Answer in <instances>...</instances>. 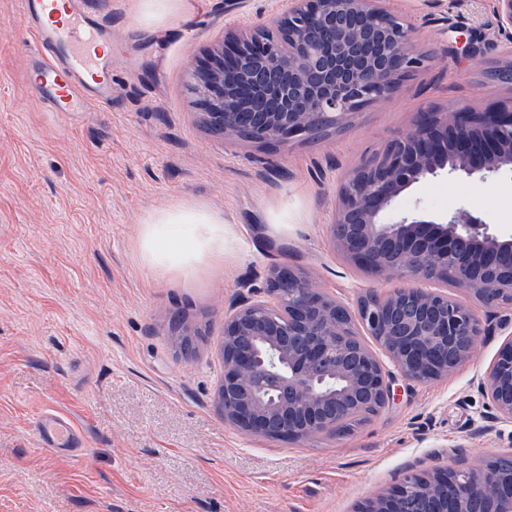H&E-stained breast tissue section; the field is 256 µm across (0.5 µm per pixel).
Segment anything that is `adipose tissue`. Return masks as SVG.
Wrapping results in <instances>:
<instances>
[{
	"label": "adipose tissue",
	"mask_w": 512,
	"mask_h": 512,
	"mask_svg": "<svg viewBox=\"0 0 512 512\" xmlns=\"http://www.w3.org/2000/svg\"><path fill=\"white\" fill-rule=\"evenodd\" d=\"M224 242V224L201 208L177 207L152 216L142 248L160 267L183 266L212 254Z\"/></svg>",
	"instance_id": "adipose-tissue-1"
}]
</instances>
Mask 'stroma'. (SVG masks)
Instances as JSON below:
<instances>
[{
    "instance_id": "1",
    "label": "stroma",
    "mask_w": 512,
    "mask_h": 512,
    "mask_svg": "<svg viewBox=\"0 0 512 512\" xmlns=\"http://www.w3.org/2000/svg\"><path fill=\"white\" fill-rule=\"evenodd\" d=\"M280 0H89L112 21V108L51 112L31 88L19 0H0V512H354L409 467L476 465L512 449L480 382L512 339V310L450 298L485 323L475 356L448 376L395 378L394 398L350 432L304 441L251 437L225 423L217 391L224 310L259 297L267 270L303 273L348 307L390 287L330 239L339 177L382 157L421 111L488 110L512 97L492 76L512 62L494 0H442L451 26L426 22L421 0H389L421 23L433 59L401 95L365 107L341 132L285 146L233 143L207 130L186 90L224 30L266 23ZM482 37L480 57L459 36ZM466 206L512 233V172L477 181L441 175L395 212ZM179 206L224 222V247L189 267L142 255L148 219ZM202 333L194 353L171 344L176 320ZM74 418L87 451L42 447L37 422Z\"/></svg>"
}]
</instances>
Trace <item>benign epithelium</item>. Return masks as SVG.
<instances>
[{
	"mask_svg": "<svg viewBox=\"0 0 512 512\" xmlns=\"http://www.w3.org/2000/svg\"><path fill=\"white\" fill-rule=\"evenodd\" d=\"M496 28L512 34V0H495ZM284 31L269 41L268 30ZM420 28L387 0H288V8L245 36L224 33L193 69L203 119L222 138L263 145L306 141L346 128L365 106L396 97L406 79L424 72L414 52ZM512 170V99L495 112L454 104L419 113L413 129L383 156L342 176L330 238L358 266L397 285L357 300L366 333L387 362L352 339L348 308L302 273L273 267L264 298L243 299L224 312V422L261 438L307 440L336 432L359 408L392 398L391 365L425 382L448 375L475 352L478 311L433 288L448 263L484 306L512 308V277L474 278L479 267L512 260V234L458 210L439 217L406 213L391 219L410 186L443 172L484 181ZM498 419L512 422V340L482 384ZM512 512V468L491 457L481 466L436 465L402 479L356 512Z\"/></svg>",
	"mask_w": 512,
	"mask_h": 512,
	"instance_id": "7a95c632",
	"label": "benign epithelium"
}]
</instances>
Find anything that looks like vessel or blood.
I'll return each mask as SVG.
<instances>
[{
    "label": "vessel or blood",
    "instance_id": "1",
    "mask_svg": "<svg viewBox=\"0 0 512 512\" xmlns=\"http://www.w3.org/2000/svg\"><path fill=\"white\" fill-rule=\"evenodd\" d=\"M19 21L33 37L32 85L51 111L89 112L112 102V25L90 14L83 0H21ZM43 447L81 454L84 440L69 419L49 411L40 419Z\"/></svg>",
    "mask_w": 512,
    "mask_h": 512
}]
</instances>
